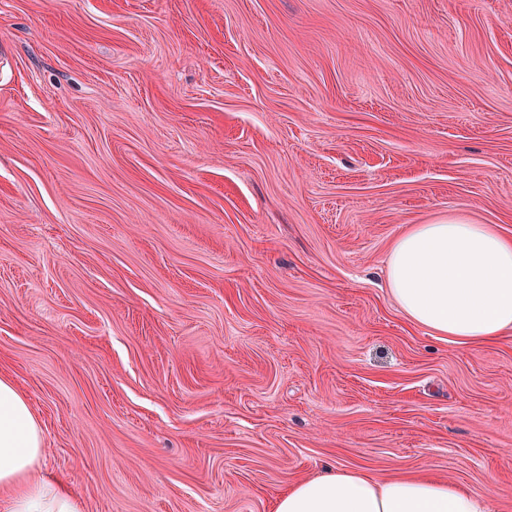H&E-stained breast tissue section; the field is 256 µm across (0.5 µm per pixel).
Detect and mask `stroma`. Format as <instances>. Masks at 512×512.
<instances>
[{
    "instance_id": "35a3bbf8",
    "label": "stroma",
    "mask_w": 512,
    "mask_h": 512,
    "mask_svg": "<svg viewBox=\"0 0 512 512\" xmlns=\"http://www.w3.org/2000/svg\"><path fill=\"white\" fill-rule=\"evenodd\" d=\"M512 237V0H0V375L84 512H272L329 464L512 512V334L386 285ZM389 293L411 323L456 345L512 332V239L494 224H415L388 257Z\"/></svg>"
}]
</instances>
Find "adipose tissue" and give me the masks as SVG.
Wrapping results in <instances>:
<instances>
[{"mask_svg":"<svg viewBox=\"0 0 512 512\" xmlns=\"http://www.w3.org/2000/svg\"><path fill=\"white\" fill-rule=\"evenodd\" d=\"M389 293L411 323L456 345L512 332V239L493 224H415L394 242ZM43 436L28 398L0 377V512H83L36 468ZM272 512H489L485 496L428 468L395 477L343 466L288 485Z\"/></svg>","mask_w":512,"mask_h":512,"instance_id":"adipose-tissue-1","label":"adipose tissue"}]
</instances>
